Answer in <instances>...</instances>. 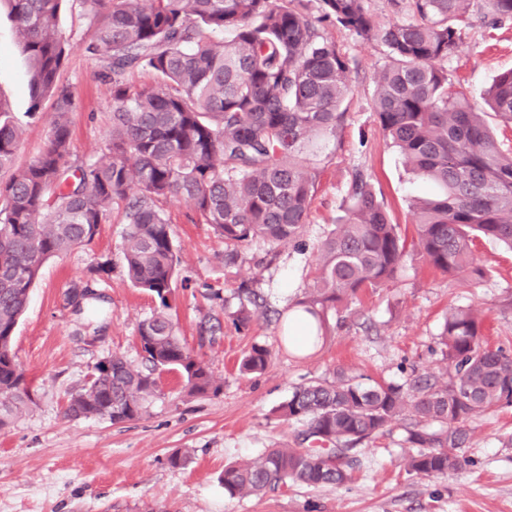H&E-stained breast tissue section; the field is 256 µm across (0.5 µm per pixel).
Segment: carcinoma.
Segmentation results:
<instances>
[{"instance_id": "carcinoma-1", "label": "carcinoma", "mask_w": 512, "mask_h": 512, "mask_svg": "<svg viewBox=\"0 0 512 512\" xmlns=\"http://www.w3.org/2000/svg\"><path fill=\"white\" fill-rule=\"evenodd\" d=\"M0 1L28 63L31 111L46 98L55 108L46 147L18 166L24 129L0 103V427L30 400L13 336L42 265L89 246L110 221L125 225L128 280L157 303L138 326L146 367L109 355L70 395L66 415L137 419L163 370L179 372L191 395L218 393L208 364L169 314L180 257L167 204L192 203L190 222L224 239L226 266L237 263L242 244L280 246L301 236L321 177L314 147L336 135L352 94V60L330 26L386 49L372 110L412 172L439 191L418 200L409 243L355 173L345 216L318 248L315 284L285 320L288 347L305 355L316 349L329 318L394 279L410 247L452 278L486 275L472 249L478 236L512 249V152L504 153L444 66L459 49L471 0H392L409 18L386 25L368 0H79L90 19L83 51L112 85L102 157L87 160L71 159L75 101L61 81L69 43L58 18L68 0ZM486 6L491 23L512 21V0ZM139 70L154 82L129 83ZM485 103L512 122V69L493 79ZM89 273L65 294L76 312L100 300L112 259L100 257ZM484 329L476 310H448L439 334L448 369L438 377L365 385L341 374L296 387L279 411L304 424L301 445L225 466L224 494L343 487L355 477L356 445L396 422L404 423L406 472L430 478L460 470L471 423L512 407V356L485 344ZM222 332L214 308L202 313L199 335ZM269 359L255 344L239 371L260 372Z\"/></svg>"}]
</instances>
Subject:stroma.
Instances as JSON below:
<instances>
[{"label":"stroma","mask_w":512,"mask_h":512,"mask_svg":"<svg viewBox=\"0 0 512 512\" xmlns=\"http://www.w3.org/2000/svg\"><path fill=\"white\" fill-rule=\"evenodd\" d=\"M485 11L484 0H472L459 51L446 64L449 77L477 106L493 78L512 69V23L491 26ZM59 26L71 45L62 80L77 104L72 156L97 158L111 124L112 87L81 49L88 22L79 10H63ZM333 36L356 63L353 93L335 137L319 145L323 174L298 243L273 248L254 241L242 248L237 266L228 268L221 260L223 240L208 225L188 222L187 203L169 207L181 258L172 315L189 347L207 361L220 392L186 395L179 373L170 370L160 373L157 394L136 420L115 424L65 416L69 395L99 361L119 354L141 364L137 328L156 307L122 273L121 225H101L88 249L44 264L16 329L14 350L32 400L0 428V512H512V408L473 421L466 465L444 477L407 474L404 429L398 424L359 445L356 477L343 487L292 486L243 498L224 493L225 464L295 446L301 425L279 417L276 409L296 385L340 373L364 383L394 384L415 371L442 374L446 363L438 334L449 307L480 310L489 344L512 355V251L490 240L477 244L488 270L483 279L432 273L419 255L409 254L393 280L344 311L341 324L313 355L296 357L284 348L276 314L313 286L318 247L345 214L354 173L368 175L392 222L406 231L413 225L411 202L424 190L386 144L371 110L384 47L342 29ZM0 102L25 128L17 162L27 164L47 144L54 109L44 100L38 117L29 118L28 66L5 12L0 13ZM101 256L113 260L112 277L102 287L104 310L94 318L74 313L64 294L88 278ZM243 283L265 303L245 328L235 321L241 305L236 289ZM209 285L223 291L224 329L213 343L203 344L196 323L200 310L209 307L203 297ZM255 343L267 347L271 359L262 372L240 374L237 361ZM178 448L191 449L192 458L174 468L168 457Z\"/></svg>","instance_id":"1"}]
</instances>
